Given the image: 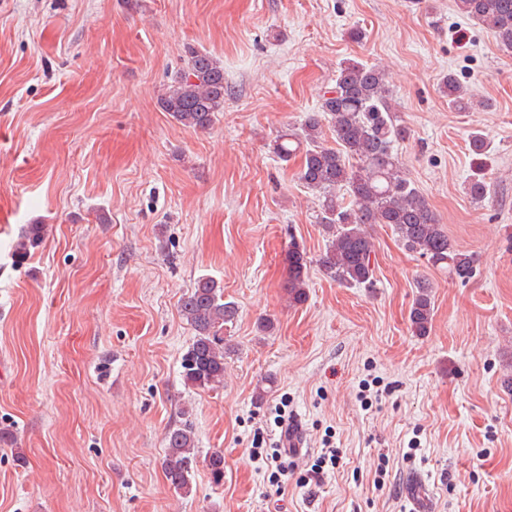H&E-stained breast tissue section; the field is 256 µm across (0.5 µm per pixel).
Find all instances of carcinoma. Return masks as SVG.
<instances>
[{
	"label": "carcinoma",
	"instance_id": "1",
	"mask_svg": "<svg viewBox=\"0 0 512 512\" xmlns=\"http://www.w3.org/2000/svg\"><path fill=\"white\" fill-rule=\"evenodd\" d=\"M460 13L481 22L497 43L512 49V0H455ZM449 107L468 112L472 100L453 73L440 83ZM389 86L383 70L355 60L342 62L335 85L326 91L320 110L306 114L300 125L278 134L273 152L287 161L300 156L299 179L319 194L320 224L326 237L318 259L323 273L340 286L374 287L373 242L368 226L387 224L405 249L427 259L452 280L464 283L475 272L473 256L455 248L448 231L425 198L407 178L393 153V143L407 136L388 102ZM161 108L181 126L193 131L213 127L224 110V65L207 51H188L187 67L176 76L160 99ZM329 126L336 146L324 143ZM488 183L481 173L467 184L470 197L485 199ZM43 227L31 224L17 243V261H23L41 240ZM288 268L285 291L294 306L306 301V280L311 260L295 239L284 253ZM409 321L424 335L432 322L429 285L418 284ZM182 317L194 338L182 357L184 383L202 390L224 383V326L235 321L237 308L224 301V289L208 277L198 279L182 295ZM164 474L175 490L189 491L191 464L198 453L193 427H169L164 435ZM205 463L214 481L224 478V454L211 452Z\"/></svg>",
	"mask_w": 512,
	"mask_h": 512
}]
</instances>
